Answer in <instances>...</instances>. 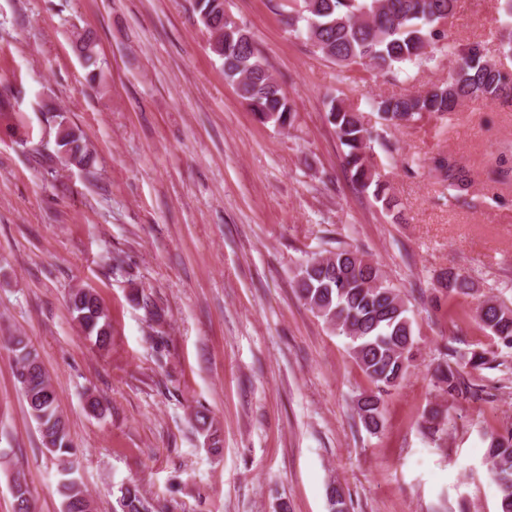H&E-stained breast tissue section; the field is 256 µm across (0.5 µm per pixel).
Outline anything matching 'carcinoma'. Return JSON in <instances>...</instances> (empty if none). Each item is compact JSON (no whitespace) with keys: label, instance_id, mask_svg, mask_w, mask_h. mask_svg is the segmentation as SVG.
<instances>
[{"label":"carcinoma","instance_id":"1","mask_svg":"<svg viewBox=\"0 0 512 512\" xmlns=\"http://www.w3.org/2000/svg\"><path fill=\"white\" fill-rule=\"evenodd\" d=\"M457 0H284L288 27L303 37L321 56L342 69L355 66L382 74L394 73L409 64L431 58L435 51L448 56V81L434 84L417 94L377 98L373 108L386 124L399 127L426 116L456 110L464 101L494 102L512 95V71L488 57L481 45H456L447 41L444 26L455 14ZM199 16L209 20L218 33L211 52L222 61L224 77L234 83L239 96L263 124L281 129L294 127L296 108L270 72L252 38L245 30L224 25L220 0H194ZM500 45L512 53V0H503ZM74 51L89 69V80L100 77L96 43L89 31L77 33ZM326 118L334 126L350 180L360 189L372 190L375 200L393 207L387 184L376 170L371 142L373 133L360 110L345 98L327 101ZM58 153L69 164L88 170L95 158L82 132L59 122L56 131ZM471 179L462 169L448 166V188L455 197L468 192ZM297 292L312 312L338 336L349 340L357 366L368 378L370 388L358 394L354 411L371 434L385 427V395L401 386L411 375L417 341L404 294L387 278L380 265L349 246H336L304 260L295 274ZM434 287L446 296H475V280L446 268L434 276ZM134 301L153 321L163 320V309L153 295L136 291ZM74 319L100 350L112 342V323L107 309L91 288H78L69 296ZM475 318L491 336L500 352L512 357V304L497 297L479 299ZM9 349L14 376L37 424L45 450L59 461L58 491L62 512H92L91 499L76 476L67 422L58 410L56 390L40 364L36 349L24 336H11ZM490 363L487 353H462L448 349L442 353L432 375L433 386L452 406L461 400H477L482 389L470 378V371ZM198 433L210 449L220 450L221 429L206 410L192 414ZM425 428L434 433L448 430L446 409L431 410L424 416ZM486 463L497 480L501 497L498 512H512V428L487 437ZM14 501L23 507L14 512H33L25 482L16 485ZM121 512H170L169 505L147 500L135 485L119 489Z\"/></svg>","mask_w":512,"mask_h":512}]
</instances>
